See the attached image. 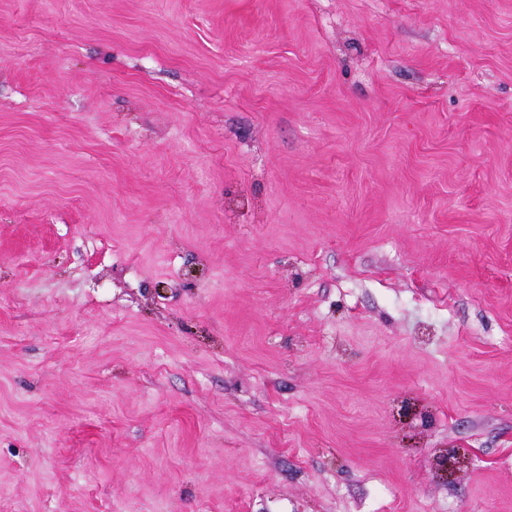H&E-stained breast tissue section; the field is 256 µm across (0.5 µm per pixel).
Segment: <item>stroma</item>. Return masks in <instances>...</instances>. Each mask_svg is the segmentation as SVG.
<instances>
[{"instance_id": "1", "label": "stroma", "mask_w": 512, "mask_h": 512, "mask_svg": "<svg viewBox=\"0 0 512 512\" xmlns=\"http://www.w3.org/2000/svg\"><path fill=\"white\" fill-rule=\"evenodd\" d=\"M0 512H512V0H0Z\"/></svg>"}]
</instances>
